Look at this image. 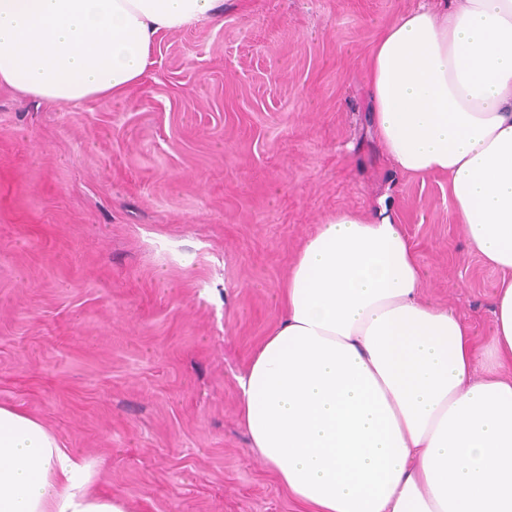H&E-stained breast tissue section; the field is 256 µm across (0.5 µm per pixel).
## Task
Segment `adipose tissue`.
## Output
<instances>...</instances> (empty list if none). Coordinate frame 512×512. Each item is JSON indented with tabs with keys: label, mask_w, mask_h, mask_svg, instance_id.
<instances>
[{
	"label": "adipose tissue",
	"mask_w": 512,
	"mask_h": 512,
	"mask_svg": "<svg viewBox=\"0 0 512 512\" xmlns=\"http://www.w3.org/2000/svg\"><path fill=\"white\" fill-rule=\"evenodd\" d=\"M224 0H0V85L79 104L144 77L163 31ZM373 120L399 171L448 178L472 247L502 278L478 346L425 302L382 205L327 217L239 377L242 425L306 512H512V0H420L369 61ZM483 368L475 377V368ZM37 419L0 406V512H126Z\"/></svg>",
	"instance_id": "adipose-tissue-1"
}]
</instances>
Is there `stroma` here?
I'll use <instances>...</instances> for the list:
<instances>
[{"label":"stroma","instance_id":"obj_1","mask_svg":"<svg viewBox=\"0 0 512 512\" xmlns=\"http://www.w3.org/2000/svg\"><path fill=\"white\" fill-rule=\"evenodd\" d=\"M418 0H226L142 82L77 105L0 86V405L128 512H301L249 446L238 378L326 217L394 200L426 302L491 338L498 272L448 179L394 168L368 61Z\"/></svg>","mask_w":512,"mask_h":512}]
</instances>
